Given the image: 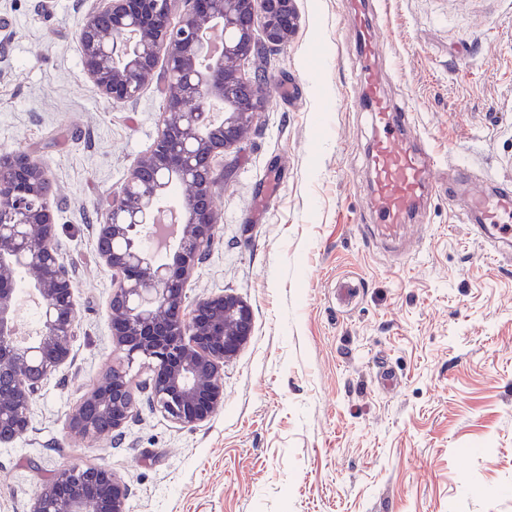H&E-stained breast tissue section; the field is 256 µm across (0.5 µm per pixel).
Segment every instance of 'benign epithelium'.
<instances>
[{"mask_svg": "<svg viewBox=\"0 0 512 512\" xmlns=\"http://www.w3.org/2000/svg\"><path fill=\"white\" fill-rule=\"evenodd\" d=\"M181 4L179 25L170 24ZM294 0H99L77 33L87 79L115 104L130 103L148 85L166 87L165 118L153 145L130 168L95 226L101 262L118 275L110 297V331L123 362L101 375L69 414L67 426L93 439L98 415L111 414L112 431L133 416L135 395L125 384L139 360L160 361L164 373L144 386L151 407L182 427H195L224 406V360L233 357L252 329L251 307L217 294L185 305L186 283L209 255L219 225L211 197L224 171L216 161L264 111L261 95L250 103L236 93L240 62L261 52L254 38L279 45L295 27ZM220 28L219 57L198 66L207 48L201 34ZM221 107L219 132L212 131ZM0 267L21 268L37 297L40 322L28 346L15 341V288L0 280V352L10 354L11 388L0 390V444L31 427L32 403L45 380L72 360L78 319L75 281L55 247L56 207L45 166L22 153L0 155ZM189 187L173 213L181 232L151 251L145 235L158 234L169 184ZM129 489L111 469L68 464L37 494L31 512H128Z\"/></svg>", "mask_w": 512, "mask_h": 512, "instance_id": "obj_1", "label": "benign epithelium"}]
</instances>
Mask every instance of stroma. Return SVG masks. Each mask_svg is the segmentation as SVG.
<instances>
[{
  "mask_svg": "<svg viewBox=\"0 0 512 512\" xmlns=\"http://www.w3.org/2000/svg\"><path fill=\"white\" fill-rule=\"evenodd\" d=\"M386 2L366 11L386 96L462 171L512 180V0ZM95 5L0 0V153L48 169L78 310L72 363L0 446V512H30L83 461L124 478L129 512H512V246L490 255L444 186L406 241L370 235L373 120L350 104L364 45L344 0H295L267 108L222 158L187 302L224 292L253 311L223 408L182 428L139 391L119 447L67 430L118 358L95 226L164 107L159 84L115 104L87 79L76 33ZM344 279L360 285L347 306Z\"/></svg>",
  "mask_w": 512,
  "mask_h": 512,
  "instance_id": "1",
  "label": "stroma"
}]
</instances>
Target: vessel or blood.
Returning <instances> with one entry per match:
<instances>
[{
	"instance_id": "obj_1",
	"label": "vessel or blood",
	"mask_w": 512,
	"mask_h": 512,
	"mask_svg": "<svg viewBox=\"0 0 512 512\" xmlns=\"http://www.w3.org/2000/svg\"><path fill=\"white\" fill-rule=\"evenodd\" d=\"M360 35L366 46L360 82L375 118L376 136L370 155L374 187L369 210L377 218L376 230L385 238L404 237L412 214L425 193L436 189L447 161L430 146H411L403 134L413 126L410 113L397 109L381 93V72L371 47L375 31L369 25L362 0H348ZM449 198L462 202L473 234L483 240L490 253L500 254V245L512 240V226L501 216L512 212V183H456L448 189Z\"/></svg>"
}]
</instances>
